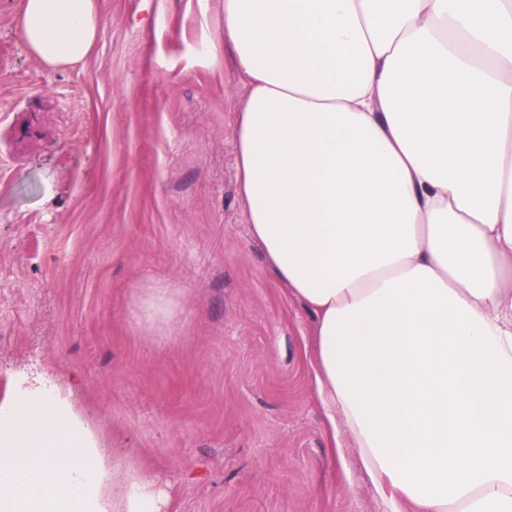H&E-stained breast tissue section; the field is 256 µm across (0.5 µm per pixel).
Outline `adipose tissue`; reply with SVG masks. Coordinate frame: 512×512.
I'll list each match as a JSON object with an SVG mask.
<instances>
[{"label": "adipose tissue", "mask_w": 512, "mask_h": 512, "mask_svg": "<svg viewBox=\"0 0 512 512\" xmlns=\"http://www.w3.org/2000/svg\"><path fill=\"white\" fill-rule=\"evenodd\" d=\"M82 63L97 0H21ZM237 198L314 317L316 394L385 512H512V0H224ZM35 393L0 405V512H164Z\"/></svg>", "instance_id": "1"}]
</instances>
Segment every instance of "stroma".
Returning <instances> with one entry per match:
<instances>
[{"instance_id": "35a3bbf8", "label": "stroma", "mask_w": 512, "mask_h": 512, "mask_svg": "<svg viewBox=\"0 0 512 512\" xmlns=\"http://www.w3.org/2000/svg\"><path fill=\"white\" fill-rule=\"evenodd\" d=\"M0 0V403L45 386L167 512H382L328 446L314 319L236 193L244 91L224 0H98L81 64L26 49ZM172 322L145 332V296Z\"/></svg>"}]
</instances>
